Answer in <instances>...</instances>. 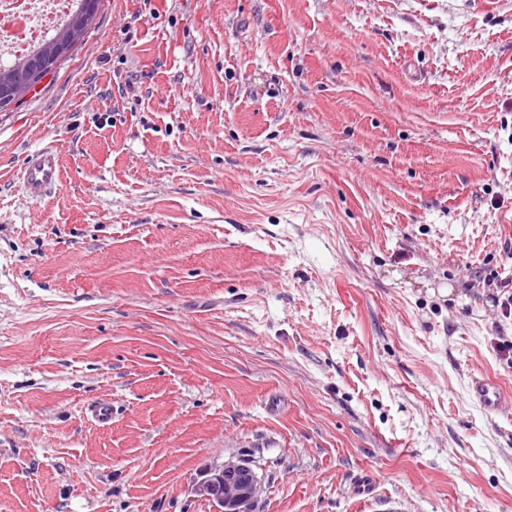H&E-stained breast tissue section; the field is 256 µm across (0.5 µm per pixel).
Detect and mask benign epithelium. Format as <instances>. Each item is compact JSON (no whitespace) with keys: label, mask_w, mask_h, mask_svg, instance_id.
I'll use <instances>...</instances> for the list:
<instances>
[{"label":"benign epithelium","mask_w":512,"mask_h":512,"mask_svg":"<svg viewBox=\"0 0 512 512\" xmlns=\"http://www.w3.org/2000/svg\"><path fill=\"white\" fill-rule=\"evenodd\" d=\"M195 493L212 504L214 512H260L259 479L249 463L229 459L209 471Z\"/></svg>","instance_id":"obj_1"}]
</instances>
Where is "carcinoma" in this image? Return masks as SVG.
I'll return each mask as SVG.
<instances>
[{
    "label": "carcinoma",
    "mask_w": 512,
    "mask_h": 512,
    "mask_svg": "<svg viewBox=\"0 0 512 512\" xmlns=\"http://www.w3.org/2000/svg\"><path fill=\"white\" fill-rule=\"evenodd\" d=\"M95 17L94 13L90 14L80 8L77 9L69 20L36 51L8 65L0 66V87L6 92L24 94L57 66L55 61L46 67L43 66V62L62 46L74 49Z\"/></svg>",
    "instance_id": "obj_1"
}]
</instances>
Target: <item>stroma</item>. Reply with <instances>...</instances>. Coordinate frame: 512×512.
<instances>
[{
  "label": "stroma",
  "instance_id": "stroma-1",
  "mask_svg": "<svg viewBox=\"0 0 512 512\" xmlns=\"http://www.w3.org/2000/svg\"><path fill=\"white\" fill-rule=\"evenodd\" d=\"M510 242L512 0H101L0 112V512H512ZM21 170V186L29 198L42 199L60 185L58 155L52 146L29 154ZM469 393L471 398L489 413L503 412L506 408L512 407V401L509 406L500 388L484 378H473L469 385ZM213 506L214 512H261L259 479L244 460H225L224 465L210 470L194 489Z\"/></svg>",
  "mask_w": 512,
  "mask_h": 512
}]
</instances>
